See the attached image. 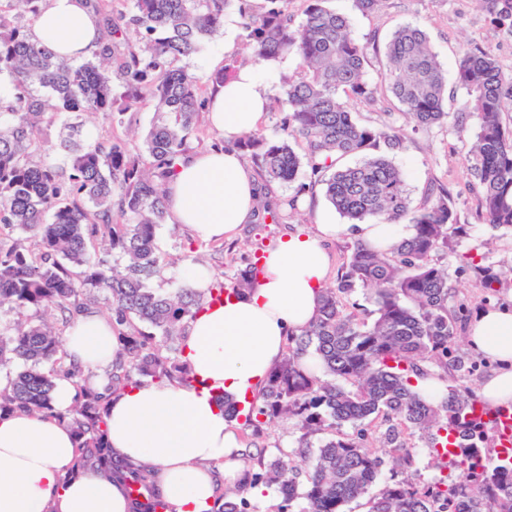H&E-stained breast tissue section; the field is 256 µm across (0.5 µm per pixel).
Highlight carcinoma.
<instances>
[{
	"label": "carcinoma",
	"mask_w": 512,
	"mask_h": 512,
	"mask_svg": "<svg viewBox=\"0 0 512 512\" xmlns=\"http://www.w3.org/2000/svg\"><path fill=\"white\" fill-rule=\"evenodd\" d=\"M47 0H0V308L16 317L0 320V367L18 359L23 369L0 390V412L23 408L56 416L76 437L79 461L124 483L133 512H155L163 496L152 485L151 469L115 452L106 440L107 396L86 385L68 413L53 406L55 381L83 378L65 364L61 332L44 318L55 308L65 324L84 312L98 292L110 302L109 318L124 336V357L108 373L116 394L144 379L191 382L188 363L176 341L189 321L215 297L240 293L258 278L254 266L234 274L233 286L216 278L205 288L175 294L151 286L161 273L157 230L169 212L166 186L178 162L196 149L217 147L203 122L211 88L231 79L247 61L281 62L292 55L298 67L281 76L272 109L282 113L283 138L254 129L237 140L250 157L262 185L293 183L303 171L323 185L334 209L354 224L405 220L414 234L383 247L353 244L343 272L320 297L319 317L288 339L287 353L270 372L247 420L255 433L271 419L285 417L302 432L287 459L257 458L251 483L273 489L279 512L298 499L304 512H343L368 492L381 461L360 438L340 433L379 413L395 418L425 438L436 463L447 462L464 480L435 479L421 487L386 484L371 500L370 512H512V458L488 462V424L476 417V403L455 389L435 405L415 389L417 378L464 370L448 360L456 331L448 309L452 286L448 267L434 256L448 247L458 214L448 189H429L424 203L410 206L403 172L390 155L406 139L405 130L387 123H361L348 108L353 100L379 102L384 88L409 116L412 131L448 123L445 72L420 27L396 29L385 45L380 85L366 78L369 42L358 39L349 19L327 0H90L99 20L98 49L80 60L59 59L32 39L34 21ZM498 28L512 35V0H478ZM235 6L249 56L224 60L200 75L182 61L195 55L204 39L224 28ZM456 85L470 97L469 112L453 129L468 123L478 131L467 165L475 181L485 223L512 230V130L501 113L512 105V77L497 57L479 45L459 57ZM157 120L143 151L131 153L112 136L116 125H131L144 102ZM99 118L65 122L57 138L63 152L56 164L42 151L61 115ZM356 157L352 165L343 164ZM298 196L276 211L264 203L258 220L292 221ZM463 270L495 290L512 268L461 256ZM357 288L370 292L372 322L346 312L344 296ZM315 354L326 377L304 357ZM327 433L313 446L308 438ZM457 449L444 459L436 445ZM217 512H253L244 497H224Z\"/></svg>",
	"instance_id": "cac0c4a2"
}]
</instances>
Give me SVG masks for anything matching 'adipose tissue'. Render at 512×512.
I'll return each instance as SVG.
<instances>
[{"label": "adipose tissue", "mask_w": 512, "mask_h": 512, "mask_svg": "<svg viewBox=\"0 0 512 512\" xmlns=\"http://www.w3.org/2000/svg\"><path fill=\"white\" fill-rule=\"evenodd\" d=\"M97 17L84 0H47L32 35L60 56L81 59L95 49ZM268 103V88L253 64L217 86L208 121L233 140L255 129ZM171 223L202 242L237 237L254 219L259 189L241 153L206 151L180 162L167 187ZM414 233L409 224H332L291 232L267 251L263 272L243 294L205 307L189 322L183 355L192 370L188 385L145 381L110 398L108 440L118 453L153 466L152 480L173 512H211L221 488L246 484L240 427L219 396L250 404L290 336L319 316L331 258L326 241L344 235L390 246ZM69 361L90 372L101 390L123 338L97 312L79 314L65 335ZM469 348L492 365L476 390L487 407L512 405V306L486 308L472 318ZM71 431L54 418L22 409L0 416V512H131L121 482L76 467Z\"/></svg>", "instance_id": "obj_1"}]
</instances>
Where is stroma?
<instances>
[{
  "mask_svg": "<svg viewBox=\"0 0 512 512\" xmlns=\"http://www.w3.org/2000/svg\"><path fill=\"white\" fill-rule=\"evenodd\" d=\"M329 5L349 18L357 37L372 35L381 45L401 25L420 26L427 33L430 45L447 73H454L463 48L477 44L496 55L504 75L512 74V35L495 28L476 0H385L381 11L370 16L362 15L354 0H330ZM474 136L471 129L460 134L449 126L435 127L409 134L403 148L393 155L394 163L406 177L412 207L423 204L430 185L436 182L444 184L465 226L464 234L453 237L451 250L439 254L438 259L451 270V280L456 287L454 297L448 300L449 307L461 303L466 306L458 320L450 349L454 355L466 360L470 369L466 372L449 371L447 383L469 394L473 393L478 381L490 373L491 367L468 347L465 341L468 323L479 310L512 298V282L503 283L496 293L491 294L481 287L472 273L457 271L459 257L463 254L482 255L486 263L495 266L512 263V233L486 224L477 205L473 179L467 168V153ZM322 213L330 214L334 223L342 221L327 200L311 203L303 199L292 224L270 221L247 224L234 241L213 243L194 250L190 249V237L181 225L163 224L157 232L156 247L166 265L153 285L168 291L178 288L182 282L180 269L190 265L195 255L201 257L214 276L232 279L237 269L264 255L288 230L313 229ZM387 427V421L379 418L352 430L353 435L359 436L381 457L380 483L394 479L426 483L442 476V469L431 460L425 439L408 429L402 430L400 441L413 451L415 464L407 470L400 467L396 454L383 441ZM241 437L244 454H261L269 458L277 455L279 450L296 448L300 432L293 421L276 418L259 433L251 427H243Z\"/></svg>",
  "mask_w": 512,
  "mask_h": 512,
  "instance_id": "stroma-1",
  "label": "stroma"
}]
</instances>
